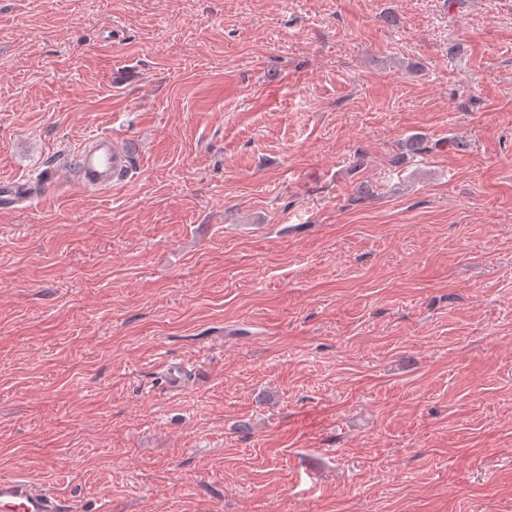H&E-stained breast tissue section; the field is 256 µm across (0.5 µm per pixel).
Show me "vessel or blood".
I'll return each mask as SVG.
<instances>
[{"instance_id":"b4317fda","label":"vessel or blood","mask_w":512,"mask_h":512,"mask_svg":"<svg viewBox=\"0 0 512 512\" xmlns=\"http://www.w3.org/2000/svg\"><path fill=\"white\" fill-rule=\"evenodd\" d=\"M131 156L111 136L87 138L69 161L72 181L86 191L107 192L118 185ZM37 197L36 182L27 179L0 182V209L9 210ZM0 512H72L60 496L41 489L24 476L0 479Z\"/></svg>"}]
</instances>
